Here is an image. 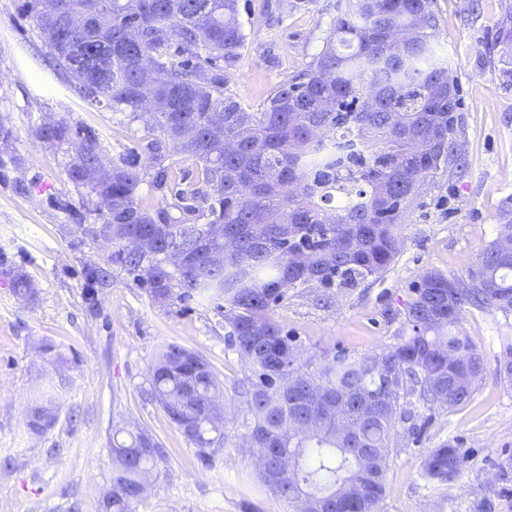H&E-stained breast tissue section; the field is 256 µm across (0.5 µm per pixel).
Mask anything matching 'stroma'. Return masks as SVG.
<instances>
[{"instance_id": "35a3bbf8", "label": "stroma", "mask_w": 512, "mask_h": 512, "mask_svg": "<svg viewBox=\"0 0 512 512\" xmlns=\"http://www.w3.org/2000/svg\"><path fill=\"white\" fill-rule=\"evenodd\" d=\"M279 2L239 0L245 40L224 88L252 112L320 51L342 0H287L284 9ZM19 3L0 0V122L13 130L0 143V512H104L118 430L146 431L165 454L132 512H291L260 487L257 457L242 445L245 406L233 386L249 369L228 341L222 301L155 302L136 271L113 262L114 244L97 234L93 197L70 176L81 138L108 164L136 154L146 178L141 201L157 207L162 195L147 181L153 132L76 96ZM434 12L435 54L460 86V157L430 179L386 273L345 291L292 288L274 307L299 363L399 343L410 333L406 304L421 277L474 271L512 198V56L496 44L512 0H435ZM52 121L69 126L70 137L43 142L36 129ZM91 266L106 277L89 282ZM18 270L31 296L15 291ZM460 326L483 358L482 383L463 407L418 409L416 434L391 454L380 512H512V384L498 374L512 315L468 308ZM169 345L207 359L224 383L230 418L223 446L209 457L147 394L151 368ZM46 392L57 419L38 433L29 419ZM449 438L460 440L465 470L448 484L426 481L424 452Z\"/></svg>"}]
</instances>
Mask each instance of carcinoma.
Wrapping results in <instances>:
<instances>
[{
    "instance_id": "carcinoma-1",
    "label": "carcinoma",
    "mask_w": 512,
    "mask_h": 512,
    "mask_svg": "<svg viewBox=\"0 0 512 512\" xmlns=\"http://www.w3.org/2000/svg\"><path fill=\"white\" fill-rule=\"evenodd\" d=\"M434 0H346L320 52L264 108L251 112L224 92L221 59L230 69L245 34L239 0H56L46 16L39 0H23L38 34L55 28L52 55L82 99L128 113L158 133L150 185L168 188L175 154L193 162L195 179L175 203L141 204L137 158L100 163L93 142L72 178L100 201L95 209L118 249L112 261L144 269L160 303L195 296L224 301L231 346L250 376L238 386L247 406V445L260 459V484L295 508L302 498L321 512H379L386 497L390 451L414 426L418 400L432 410L467 404L484 373L481 354L459 327L465 308L512 314V204L502 207L494 238L467 278L429 271L407 303L411 333L372 354H327L313 367L272 316L288 289L317 284L356 288L380 277L399 253L400 224L417 205L415 185L448 166L457 152L448 111L460 110L457 78L432 53ZM401 38L403 53L388 51ZM497 44L512 53V20ZM39 134L60 141L63 122ZM224 225V240L245 253L240 263L212 259L220 244L200 238L198 221ZM300 237L288 241V226ZM154 238L145 259L122 244ZM181 235L187 270H171L163 252ZM499 373L512 383V340L503 341ZM152 397L206 457L223 445L224 391L212 366L169 345L150 376ZM43 398L31 427L55 424ZM112 486L106 512H131L144 475L164 459L144 431L112 435ZM467 463L458 440L421 459L424 478L447 483Z\"/></svg>"
}]
</instances>
